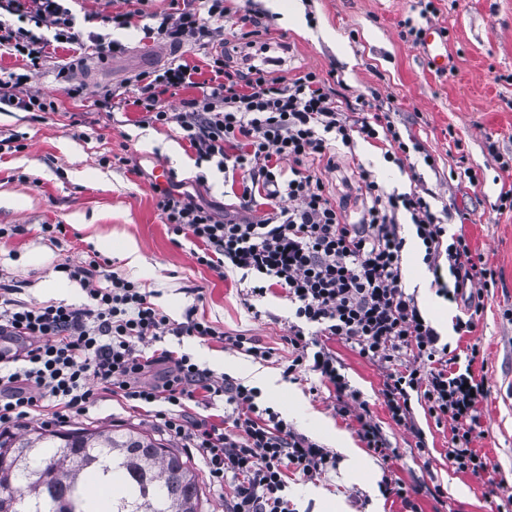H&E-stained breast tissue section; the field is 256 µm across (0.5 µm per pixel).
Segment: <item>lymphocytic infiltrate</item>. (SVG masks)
I'll list each match as a JSON object with an SVG mask.
<instances>
[{"label":"lymphocytic infiltrate","instance_id":"obj_1","mask_svg":"<svg viewBox=\"0 0 512 512\" xmlns=\"http://www.w3.org/2000/svg\"><path fill=\"white\" fill-rule=\"evenodd\" d=\"M0 9L36 25L30 31L0 21V48L24 62L23 72L0 78V109L56 111L55 99L21 88L41 75L54 38L77 43L76 13L62 0H0ZM226 16L224 0H170L158 26L145 32L171 44L206 46L223 35ZM40 27L53 30V38L37 35ZM207 66L210 76L200 97L183 101L179 111H170L167 99L190 85L185 64L136 74L134 103L144 123L176 125L196 163L223 172L249 170L242 196H262L268 210L258 220L221 219L192 196L164 193L157 200L164 223L197 245L198 264L219 273L240 271L248 297L284 290L294 306L286 376L319 374L334 391L337 413L348 414L359 393L327 346L328 340H340L387 367L382 396L396 426L416 431L414 409L422 407L430 417L450 421L447 456L455 471L488 472L486 458L471 446L487 395L484 378L472 370L481 351L473 345L466 355L452 353L423 316L415 294L407 292L400 215L410 217L437 294L452 303L471 291L478 298L468 319H456L458 334L472 332L483 312L479 298L496 283L494 271L477 265L464 234L449 233L423 193L385 192L371 171L360 169V189L369 204L350 223L306 167L336 147L354 149L359 139L382 141L384 159L401 161L410 148L389 114L369 113L362 98L338 105L312 70L286 80L257 67L230 68L215 51ZM104 266L95 254L59 265V272L86 292L87 301L79 306L23 301L19 285L0 280V340L7 342L0 347V428L36 411L66 421L85 415L100 394L117 396L132 407L153 408L168 433L197 451L215 486L233 483L229 512H291L288 474L317 477L335 467V455L260 404L257 388L216 376L160 342L194 336L262 361L272 358V349L250 336L224 335L203 319L172 322L145 288ZM158 367L162 376L151 379ZM218 404L231 408L233 430L188 415L191 406Z\"/></svg>","mask_w":512,"mask_h":512}]
</instances>
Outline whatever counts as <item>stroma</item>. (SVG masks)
I'll return each mask as SVG.
<instances>
[{
  "label": "stroma",
  "mask_w": 512,
  "mask_h": 512,
  "mask_svg": "<svg viewBox=\"0 0 512 512\" xmlns=\"http://www.w3.org/2000/svg\"><path fill=\"white\" fill-rule=\"evenodd\" d=\"M224 57L236 68L258 65L286 79L313 70L328 79L337 102L363 97L390 113L403 138L417 152L402 164L386 161L380 144L358 142L354 154L337 152L331 163L314 165L333 202L348 221H357L367 201L356 189L357 165L372 171L386 190L427 189L433 212L450 207L452 231L464 233L472 255L496 272V285L483 299L484 310L472 333L453 330L456 305L436 296L433 276L422 263L412 226H404L405 284L416 294L442 341L466 349L479 345L484 361L474 364L485 378L479 434L472 446L491 463L487 474L455 472L446 453L449 422H436L416 409L415 420L425 448L390 419L381 389L385 372L343 342L328 340L345 368L360 403L351 416L336 412L332 390L315 375L294 381L284 374L292 348L286 342L292 305L282 289L261 299L244 297L240 272L218 275L199 265L193 243L171 232L156 206L157 188L191 194L216 215L238 210L242 184L249 175L237 171L225 179L210 164L196 165L195 155L176 127L147 125L134 106L135 75L172 62L197 67L195 85L170 98L171 108L199 96L208 78L202 47L174 46L144 38L138 29L107 23L112 0H86L94 17L76 25L80 36L106 35L126 45L125 53L102 61L88 57L76 71L84 86L81 98H69L57 77L69 62L71 48L57 49L54 67L34 84L55 97L53 112H0V139L12 138L20 150L0 151V227L20 232L0 239V273L22 287L27 302L56 301L81 305L86 293L76 281L57 272L58 264L76 262L95 249L94 236L127 239L139 262L128 266L117 252L101 250L110 271L152 291V301L171 321L187 313L211 322L227 335L253 336L273 348L260 362L218 342L191 336L165 337L164 346L190 354L215 375L249 381L262 371L274 383L262 398L299 433L336 455V467L321 476L288 477L293 512H497L512 495V211L501 209V192L512 189V0H431L421 12L417 0H227ZM261 17L262 39L270 54L254 55L240 42L242 17ZM439 23L448 33V70L431 73L417 34ZM122 93L126 102L113 114L96 109L105 93ZM127 164L115 162V155ZM434 166H427L424 155ZM168 168L159 180V168ZM476 181H469V173ZM61 224L65 235L51 239L43 225ZM367 414L382 429L395 456L390 461L365 448L356 429L358 414ZM73 426L99 430L134 428L168 443L187 458L201 488L202 512H227L232 487L217 488L194 449L163 431L150 414L127 408L120 398L101 395L88 416ZM418 488L412 506L382 493L384 479ZM500 481L492 489L491 481Z\"/></svg>",
  "instance_id": "stroma-1"
}]
</instances>
